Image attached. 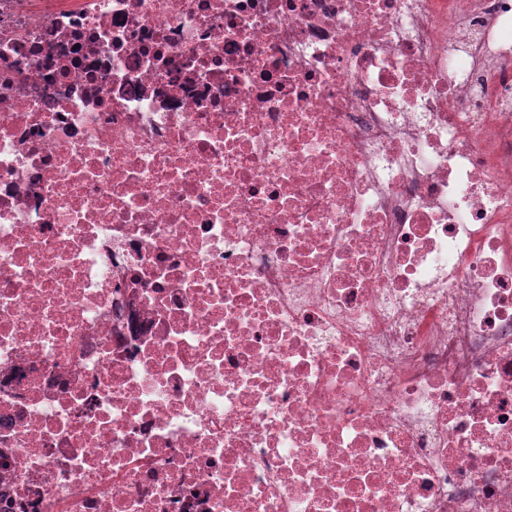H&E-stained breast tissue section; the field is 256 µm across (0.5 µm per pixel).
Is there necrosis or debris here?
Returning <instances> with one entry per match:
<instances>
[{
  "label": "necrosis or debris",
  "instance_id": "4bbe7bcc",
  "mask_svg": "<svg viewBox=\"0 0 512 512\" xmlns=\"http://www.w3.org/2000/svg\"><path fill=\"white\" fill-rule=\"evenodd\" d=\"M0 512H512V0H0Z\"/></svg>",
  "mask_w": 512,
  "mask_h": 512
}]
</instances>
